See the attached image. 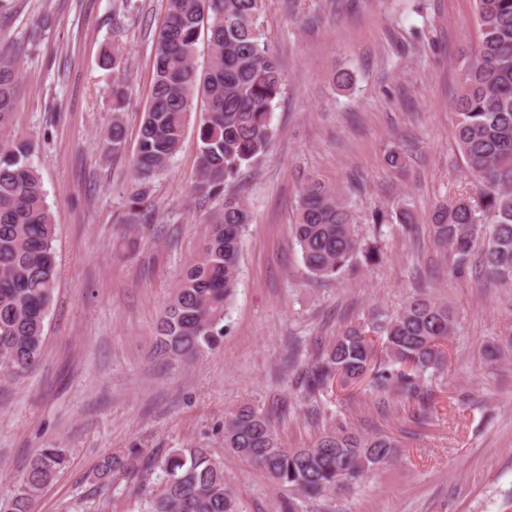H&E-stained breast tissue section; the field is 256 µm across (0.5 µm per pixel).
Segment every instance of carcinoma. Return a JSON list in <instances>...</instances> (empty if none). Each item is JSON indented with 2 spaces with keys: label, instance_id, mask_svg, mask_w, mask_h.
Instances as JSON below:
<instances>
[{
  "label": "carcinoma",
  "instance_id": "1",
  "mask_svg": "<svg viewBox=\"0 0 512 512\" xmlns=\"http://www.w3.org/2000/svg\"><path fill=\"white\" fill-rule=\"evenodd\" d=\"M481 30L477 49L465 60L458 114V144L467 173L484 187L469 197L434 208V241L460 259L457 273L476 244L480 270L512 287V0H475ZM265 0H166L165 17L152 39L153 84L142 113L131 158L132 191L124 223L141 224V209L154 180L168 171L182 142L189 116L202 104L199 150L192 177L194 202L223 198L211 214L196 259L156 325L157 344L169 360L195 358L221 348L226 310L235 294L242 237L250 222L244 199L226 193L243 168L263 156L272 139V109L281 95L278 60L262 40L259 18ZM207 63L195 65L199 42ZM0 48V375L21 377L41 361L45 326L55 290V225L33 164L32 141L14 133L20 84L19 56ZM115 75L112 129L106 153H126L123 121L125 87L120 76L127 58L119 43L104 55ZM307 271L334 278L354 261L378 265L380 242L362 238L342 195L317 179L303 185L293 234ZM448 305L420 292L395 315L345 328L304 370L306 414L317 421L314 401L335 381L355 383L371 377L373 389L398 391L420 401L425 414L435 409L419 385L428 373L448 371L443 342L453 333ZM277 411L244 404L224 417V448L265 470L288 492L285 512H299L307 500L320 499L356 483L396 459L400 442L387 434L359 435L334 430L307 448L279 442ZM68 461L65 448H43L24 467L6 512H33L41 490ZM134 461L113 458L97 471L106 484L116 472H132ZM155 482L144 484L146 512H240L224 466L200 443L174 448L157 460Z\"/></svg>",
  "mask_w": 512,
  "mask_h": 512
}]
</instances>
